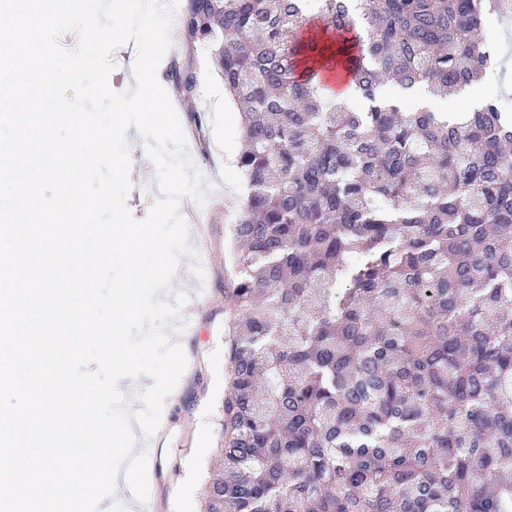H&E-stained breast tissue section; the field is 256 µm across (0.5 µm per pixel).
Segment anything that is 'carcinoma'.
Here are the masks:
<instances>
[{
	"label": "carcinoma",
	"instance_id": "obj_1",
	"mask_svg": "<svg viewBox=\"0 0 512 512\" xmlns=\"http://www.w3.org/2000/svg\"><path fill=\"white\" fill-rule=\"evenodd\" d=\"M489 10L187 0L244 142L203 512H512V118L451 107L497 62ZM172 78L196 111L193 74Z\"/></svg>",
	"mask_w": 512,
	"mask_h": 512
}]
</instances>
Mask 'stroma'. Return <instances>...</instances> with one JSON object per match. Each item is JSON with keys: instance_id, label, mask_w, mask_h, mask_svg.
I'll use <instances>...</instances> for the list:
<instances>
[{"instance_id": "stroma-1", "label": "stroma", "mask_w": 512, "mask_h": 512, "mask_svg": "<svg viewBox=\"0 0 512 512\" xmlns=\"http://www.w3.org/2000/svg\"><path fill=\"white\" fill-rule=\"evenodd\" d=\"M485 31L495 41L502 58L492 94L500 102L512 103V21L489 18ZM163 61L191 68L194 73L195 112L187 111L170 80H162L161 85L180 119L193 168L213 174L214 180L206 191L204 224L189 239L193 250L203 249L208 255L203 269L207 294L189 311L195 332L188 338L185 355L193 359L194 366L190 372L181 374L178 395L164 401L168 440L165 446L154 448L150 454L147 512H200L212 451L195 447L193 428L202 426L210 440L218 438V410L228 371L225 324L228 301L224 287L231 267L229 228L238 220L237 202L245 190L244 177L237 165L242 148L241 130L239 115L224 92V81L212 51L191 52L175 42ZM125 138L133 153L126 206L131 216L140 221L149 215L160 197L157 169L137 128H128Z\"/></svg>"}]
</instances>
